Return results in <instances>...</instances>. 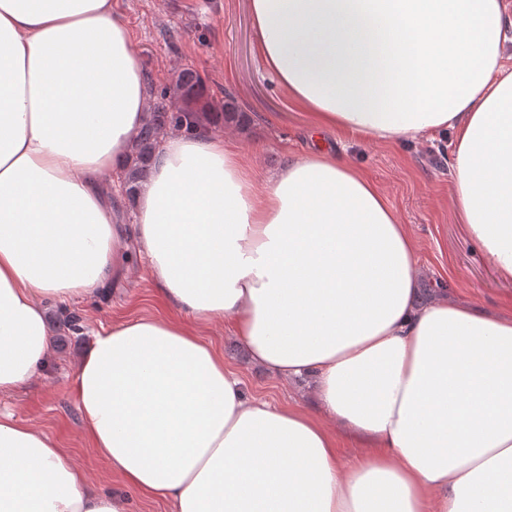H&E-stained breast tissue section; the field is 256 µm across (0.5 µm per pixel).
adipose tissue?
Wrapping results in <instances>:
<instances>
[{"label": "adipose tissue", "instance_id": "obj_1", "mask_svg": "<svg viewBox=\"0 0 512 512\" xmlns=\"http://www.w3.org/2000/svg\"><path fill=\"white\" fill-rule=\"evenodd\" d=\"M267 72L312 125L388 143L454 136L458 215L512 280V17L501 0H251ZM112 0H0V394L29 383L44 299L119 279L99 183L146 118ZM164 301L230 321L248 362L310 378L319 415L248 397L189 328L94 336L74 391L112 472L173 512H512V312L424 296L415 244L332 151L258 179L223 136L163 137L136 193ZM360 452L342 462L339 436ZM0 512H128L57 442L0 413Z\"/></svg>", "mask_w": 512, "mask_h": 512}]
</instances>
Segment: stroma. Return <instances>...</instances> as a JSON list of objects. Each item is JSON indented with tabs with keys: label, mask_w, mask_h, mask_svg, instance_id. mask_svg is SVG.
Returning <instances> with one entry per match:
<instances>
[{
	"label": "stroma",
	"mask_w": 512,
	"mask_h": 512,
	"mask_svg": "<svg viewBox=\"0 0 512 512\" xmlns=\"http://www.w3.org/2000/svg\"><path fill=\"white\" fill-rule=\"evenodd\" d=\"M125 20L135 54L148 75L149 91L172 84L184 68L197 69L214 99L233 97L243 119L215 125L235 142L243 163L268 177L290 157L315 147L304 109L266 71L254 30L250 0H112ZM329 149L360 168L384 192L414 238L426 292L504 312L512 281L500 279L461 224L453 194L452 133L384 144L324 133ZM123 277L88 298L47 300L51 349L46 367L27 385L0 395V412L12 414L67 448L87 475L90 490L120 493L129 512H173L170 502L122 486L92 448L74 393L78 364L95 334L135 318L161 315L158 287L133 237ZM194 331L239 372L246 395L276 406L315 410L302 382H283L243 357L240 341L223 323H198Z\"/></svg>",
	"instance_id": "1"
}]
</instances>
